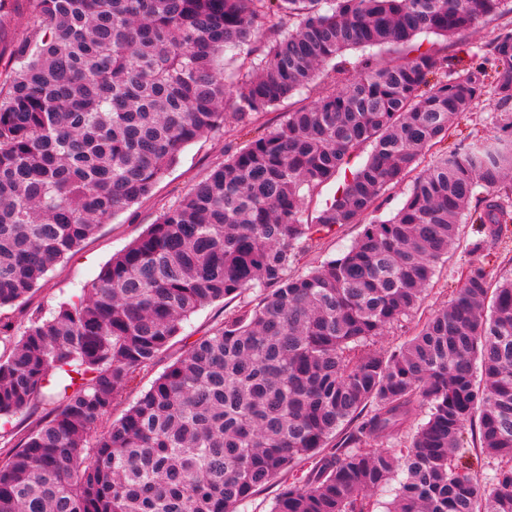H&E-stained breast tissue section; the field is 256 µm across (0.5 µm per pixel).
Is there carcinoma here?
<instances>
[{
  "label": "carcinoma",
  "instance_id": "1",
  "mask_svg": "<svg viewBox=\"0 0 512 512\" xmlns=\"http://www.w3.org/2000/svg\"><path fill=\"white\" fill-rule=\"evenodd\" d=\"M512 0H28L34 36L0 82V512H240L285 476L271 512H512V278L461 270L447 304L391 351L459 224L484 247L512 224V26L469 61L458 37ZM249 47L230 84L224 56ZM353 78L212 169L95 282L21 334L24 301L99 225L150 194L196 139L240 129L359 47ZM492 88L491 138L448 140ZM366 162L316 216L306 195ZM414 175L387 220L371 215ZM485 189L479 195L477 188ZM363 231L292 272L317 237ZM239 309L194 340L118 418L112 410L194 313ZM411 430L401 448L383 444ZM497 462L478 474L469 441Z\"/></svg>",
  "mask_w": 512,
  "mask_h": 512
}]
</instances>
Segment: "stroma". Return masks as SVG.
Returning a JSON list of instances; mask_svg holds the SVG:
<instances>
[{"instance_id": "stroma-1", "label": "stroma", "mask_w": 512, "mask_h": 512, "mask_svg": "<svg viewBox=\"0 0 512 512\" xmlns=\"http://www.w3.org/2000/svg\"><path fill=\"white\" fill-rule=\"evenodd\" d=\"M244 135L229 129L220 133L207 134L187 146L178 162L158 181L152 192L127 210L100 225L93 236L79 247L78 251L59 263L38 289L26 300L29 310H47L59 302L75 298L82 289L90 287L101 268L112 255L122 251L137 239L164 210L176 203L195 183L209 171L224 161L228 147L243 146ZM361 225L348 224L337 228L310 245L302 254L295 269L304 272L323 264L327 259L338 256L358 237ZM461 239L449 255L431 286L425 293L419 310L401 325L389 328L379 336L375 346L382 350H392L405 341L428 313L450 300L458 286V278L463 267L479 264L492 276L512 275V252L503 250L501 245L487 243L484 250L472 253L469 243L474 240L471 225L460 227ZM237 301L217 303L199 310L185 323L181 336L159 356L148 372L141 374L126 393L127 401L135 399L146 389L170 362L200 337L206 330L216 325L224 315L232 313Z\"/></svg>"}]
</instances>
